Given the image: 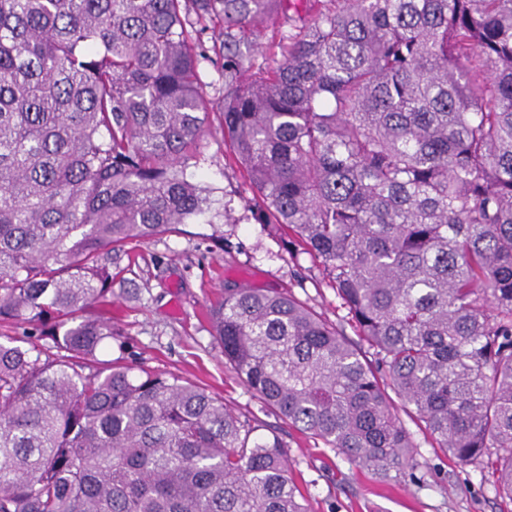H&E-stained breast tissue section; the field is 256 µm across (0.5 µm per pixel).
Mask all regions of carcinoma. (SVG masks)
<instances>
[{"label":"carcinoma","instance_id":"cac0c4a2","mask_svg":"<svg viewBox=\"0 0 512 512\" xmlns=\"http://www.w3.org/2000/svg\"><path fill=\"white\" fill-rule=\"evenodd\" d=\"M281 17L257 68L249 40ZM214 20L248 210L347 310L226 288L225 364L382 480L418 465L397 399L512 502V0H0V512H308L279 431L95 365L127 284L112 254L231 217L186 173Z\"/></svg>","mask_w":512,"mask_h":512}]
</instances>
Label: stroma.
Returning <instances> with one entry per match:
<instances>
[{
  "label": "stroma",
  "instance_id": "stroma-1",
  "mask_svg": "<svg viewBox=\"0 0 512 512\" xmlns=\"http://www.w3.org/2000/svg\"><path fill=\"white\" fill-rule=\"evenodd\" d=\"M223 68L218 56L202 74L210 85L208 130L188 169L232 197L235 219L187 224L181 232L118 253L116 265L128 268L139 293L113 298L112 325L125 346L104 350L101 357L205 385L228 407L269 428L277 418L225 366L210 335L207 309L224 289L245 286L292 294L332 321L346 311L323 268L308 255L291 256L286 237L245 210L244 200L251 195L246 174L231 159L220 128ZM282 433L292 472L308 491L310 512H512V503L497 495L484 465H457L436 456L427 443L419 445L413 475L383 482L292 428Z\"/></svg>",
  "mask_w": 512,
  "mask_h": 512
}]
</instances>
